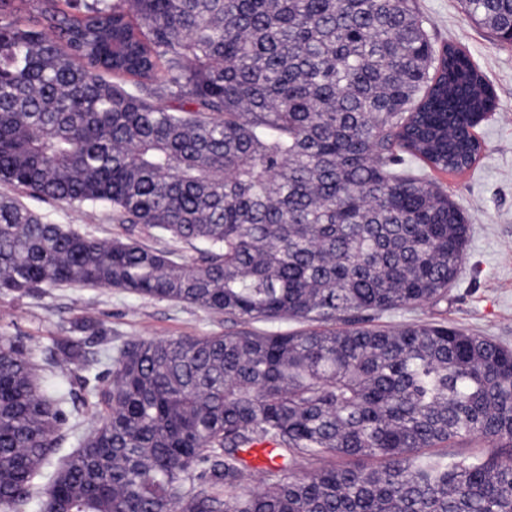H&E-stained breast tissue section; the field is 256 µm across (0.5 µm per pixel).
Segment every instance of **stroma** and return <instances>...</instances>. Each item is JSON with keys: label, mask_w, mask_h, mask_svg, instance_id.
I'll use <instances>...</instances> for the list:
<instances>
[{"label": "stroma", "mask_w": 512, "mask_h": 512, "mask_svg": "<svg viewBox=\"0 0 512 512\" xmlns=\"http://www.w3.org/2000/svg\"><path fill=\"white\" fill-rule=\"evenodd\" d=\"M436 45L464 48L494 88L498 109L475 130L483 149L460 173L434 172V179L470 225L466 255L448 300L375 316L391 328L417 321L442 322L488 336L512 349V47L494 41L475 24L459 0H417ZM19 195L23 204L54 224L109 239L131 240L177 262L199 259L200 242H179L147 226L113 223L108 210L66 207L0 182V195ZM112 331L115 343L177 336H208L239 323L187 303L140 296L118 288L59 286L22 299L0 294V335L44 340L60 335L80 308Z\"/></svg>", "instance_id": "stroma-1"}]
</instances>
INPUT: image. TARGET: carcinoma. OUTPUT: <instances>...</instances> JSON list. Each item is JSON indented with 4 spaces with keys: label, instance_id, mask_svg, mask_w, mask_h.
<instances>
[{
    "label": "carcinoma",
    "instance_id": "obj_1",
    "mask_svg": "<svg viewBox=\"0 0 512 512\" xmlns=\"http://www.w3.org/2000/svg\"><path fill=\"white\" fill-rule=\"evenodd\" d=\"M460 3L512 46V0ZM427 24L416 0H0V181L207 245L179 263L0 196V293L245 324L114 345L83 310L47 345L0 336V512H512V350L370 324L448 301L468 225L413 162L470 168L498 105ZM285 317L309 327L248 328ZM78 392L97 422L55 465ZM262 443L283 464L246 490Z\"/></svg>",
    "mask_w": 512,
    "mask_h": 512
}]
</instances>
